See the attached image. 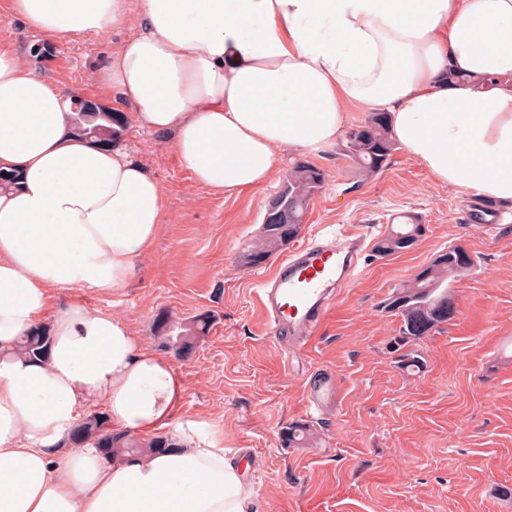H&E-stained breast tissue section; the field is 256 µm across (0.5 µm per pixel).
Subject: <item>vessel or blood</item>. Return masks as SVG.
I'll list each match as a JSON object with an SVG mask.
<instances>
[{
  "label": "vessel or blood",
  "mask_w": 512,
  "mask_h": 512,
  "mask_svg": "<svg viewBox=\"0 0 512 512\" xmlns=\"http://www.w3.org/2000/svg\"><path fill=\"white\" fill-rule=\"evenodd\" d=\"M364 238L339 229L295 248L267 278L259 301L270 334L306 350L335 302L336 285L355 277Z\"/></svg>",
  "instance_id": "obj_1"
}]
</instances>
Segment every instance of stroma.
I'll return each instance as SVG.
<instances>
[{"label":"stroma","mask_w":512,"mask_h":512,"mask_svg":"<svg viewBox=\"0 0 512 512\" xmlns=\"http://www.w3.org/2000/svg\"><path fill=\"white\" fill-rule=\"evenodd\" d=\"M122 38L85 35L37 55L40 38L0 0V45L86 100L109 98L98 76ZM121 145L163 188L157 238L128 288L63 289L53 302L121 315L146 340L159 315L211 316L192 353L174 361L186 388L174 421L204 424L222 441L245 472L252 512H512V223H491L494 208L483 197L439 183L400 149L365 179L341 138L284 154L268 183L227 197L196 185L166 138L130 128ZM300 160L326 180L299 241L346 228L365 235L366 249L312 348L295 355L267 334L258 300L259 282L291 245L259 267L241 266L239 257ZM402 214L423 224L422 236L407 251L376 255L374 243ZM451 246L474 260L448 284L456 315L416 342L423 369L399 370L390 346L402 319L387 300ZM318 390L330 397L323 411H309L307 398ZM295 423L310 427L313 446L285 444Z\"/></svg>","instance_id":"1"}]
</instances>
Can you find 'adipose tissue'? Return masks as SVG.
Returning a JSON list of instances; mask_svg holds the SVG:
<instances>
[{"label":"adipose tissue","mask_w":512,"mask_h":512,"mask_svg":"<svg viewBox=\"0 0 512 512\" xmlns=\"http://www.w3.org/2000/svg\"><path fill=\"white\" fill-rule=\"evenodd\" d=\"M50 41L137 24L100 82L128 126L168 137L193 181L231 196L285 151L335 142L346 103L389 113L394 139L439 182L512 202V0H10ZM485 78L452 83L448 70ZM72 95L0 50V512H250L238 464L202 427L178 448L112 461L54 457L82 409L113 430L173 426L185 385L124 318L56 289L130 285L163 220L157 178L70 126ZM50 317L45 360L11 355Z\"/></svg>","instance_id":"ef3b65f1"}]
</instances>
